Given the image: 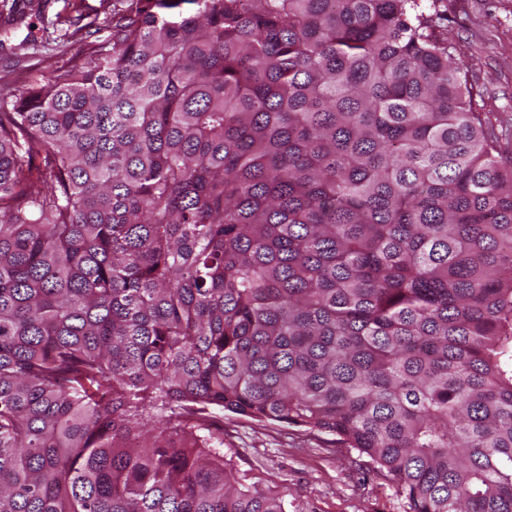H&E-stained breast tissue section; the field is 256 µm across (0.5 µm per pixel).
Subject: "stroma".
<instances>
[{
  "label": "stroma",
  "mask_w": 512,
  "mask_h": 512,
  "mask_svg": "<svg viewBox=\"0 0 512 512\" xmlns=\"http://www.w3.org/2000/svg\"><path fill=\"white\" fill-rule=\"evenodd\" d=\"M115 0H0V85H44L82 63ZM439 34L465 65L482 117L512 158V0H440ZM224 454L262 485L287 491L294 512H402L393 489L337 451L335 437L224 413Z\"/></svg>",
  "instance_id": "obj_1"
}]
</instances>
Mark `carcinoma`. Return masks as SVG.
<instances>
[{"label": "carcinoma", "instance_id": "1", "mask_svg": "<svg viewBox=\"0 0 512 512\" xmlns=\"http://www.w3.org/2000/svg\"><path fill=\"white\" fill-rule=\"evenodd\" d=\"M127 2L0 87V512H288L218 411L512 512V165L437 0Z\"/></svg>", "mask_w": 512, "mask_h": 512}]
</instances>
